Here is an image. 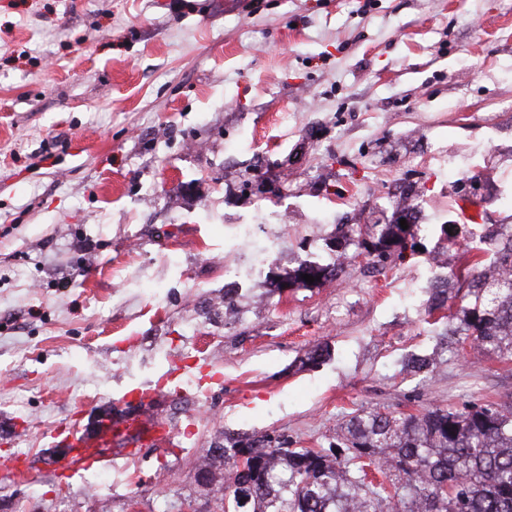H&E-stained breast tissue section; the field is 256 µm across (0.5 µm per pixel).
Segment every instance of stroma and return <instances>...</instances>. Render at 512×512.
<instances>
[{
	"instance_id": "35a3bbf8",
	"label": "stroma",
	"mask_w": 512,
	"mask_h": 512,
	"mask_svg": "<svg viewBox=\"0 0 512 512\" xmlns=\"http://www.w3.org/2000/svg\"><path fill=\"white\" fill-rule=\"evenodd\" d=\"M396 190L423 229L359 248L350 225L410 219ZM490 231L512 0H0V461L30 473L0 512H221L225 464L198 467L227 441L327 449L362 410L506 401L512 359L447 340L449 274ZM309 262L338 274L277 289ZM141 412L170 439L61 470L54 428Z\"/></svg>"
}]
</instances>
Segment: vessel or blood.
<instances>
[{
	"instance_id": "b4317fda",
	"label": "vessel or blood",
	"mask_w": 512,
	"mask_h": 512,
	"mask_svg": "<svg viewBox=\"0 0 512 512\" xmlns=\"http://www.w3.org/2000/svg\"><path fill=\"white\" fill-rule=\"evenodd\" d=\"M167 427L153 417L137 414L122 419H103L96 433L85 435L67 430L64 441L68 454L61 463L63 470L75 473L93 465L108 464L109 448L122 447L126 440L137 439L139 444L155 445L168 439Z\"/></svg>"
}]
</instances>
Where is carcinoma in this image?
<instances>
[{
    "instance_id": "cac0c4a2",
    "label": "carcinoma",
    "mask_w": 512,
    "mask_h": 512,
    "mask_svg": "<svg viewBox=\"0 0 512 512\" xmlns=\"http://www.w3.org/2000/svg\"><path fill=\"white\" fill-rule=\"evenodd\" d=\"M410 230L385 224L358 245L380 255L406 248ZM324 280L328 268L302 264L287 278ZM457 281L469 288L455 335L481 352L512 357V273L481 263ZM221 488L227 512H512V401L470 403L396 416L364 411L339 427L329 450L231 443ZM247 454L253 465L239 470Z\"/></svg>"
}]
</instances>
